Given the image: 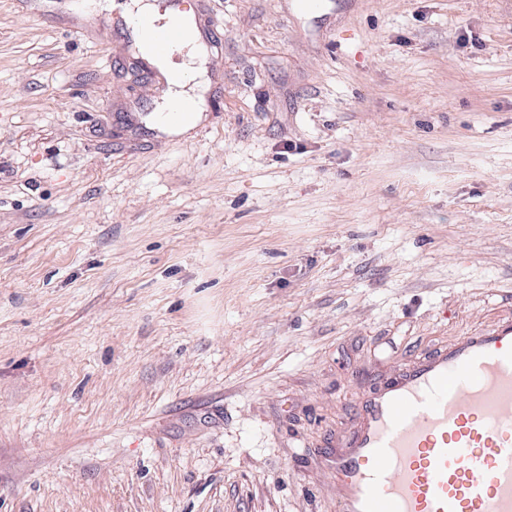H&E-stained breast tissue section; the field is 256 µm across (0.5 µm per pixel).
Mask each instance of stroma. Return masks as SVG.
Masks as SVG:
<instances>
[{
    "label": "stroma",
    "instance_id": "obj_1",
    "mask_svg": "<svg viewBox=\"0 0 512 512\" xmlns=\"http://www.w3.org/2000/svg\"><path fill=\"white\" fill-rule=\"evenodd\" d=\"M125 2L0 0V512H338L362 394L512 320V0H182L179 135Z\"/></svg>",
    "mask_w": 512,
    "mask_h": 512
}]
</instances>
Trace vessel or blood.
I'll list each match as a JSON object with an SVG mask.
<instances>
[{
	"label": "vessel or blood",
	"instance_id": "b4317fda",
	"mask_svg": "<svg viewBox=\"0 0 512 512\" xmlns=\"http://www.w3.org/2000/svg\"><path fill=\"white\" fill-rule=\"evenodd\" d=\"M151 32L157 52L187 35L178 0ZM340 512H512V323L475 331L362 398L336 458Z\"/></svg>",
	"mask_w": 512,
	"mask_h": 512
}]
</instances>
